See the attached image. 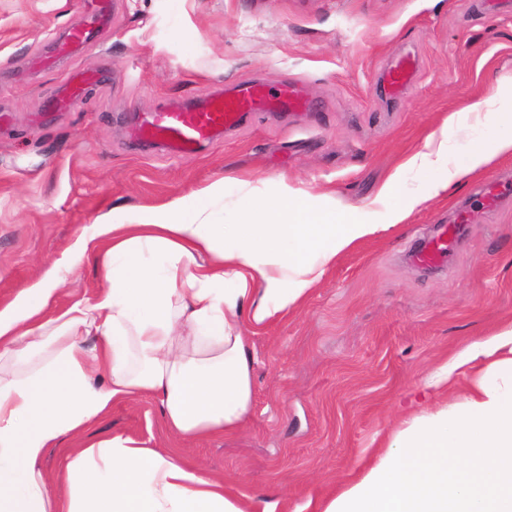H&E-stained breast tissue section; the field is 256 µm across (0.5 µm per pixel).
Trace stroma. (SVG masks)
Wrapping results in <instances>:
<instances>
[{
    "mask_svg": "<svg viewBox=\"0 0 512 512\" xmlns=\"http://www.w3.org/2000/svg\"><path fill=\"white\" fill-rule=\"evenodd\" d=\"M107 2L94 21L83 0H0V306L51 268L55 308L93 297L98 261L70 257L97 217L126 223L219 179L223 224L238 223L247 191L275 195L280 176L380 220V187L428 137L447 132L453 166L496 132L473 114L445 128L449 113L497 83L512 99V0ZM76 27L88 46L59 56ZM407 51L418 69L387 102L383 72ZM89 65L98 81L59 109L69 75ZM250 81L300 83L314 109L254 113L193 156L131 137L138 113ZM440 176L404 172L387 204L420 198L405 223L340 257L302 307L250 331L253 404L236 436L181 440L159 400L143 397L113 404L86 440L147 441L223 482L244 510L251 495L279 500L280 512L327 503L406 421L457 402L459 388L425 378L512 319V158L430 196ZM457 219L446 266L410 261Z\"/></svg>",
    "mask_w": 512,
    "mask_h": 512,
    "instance_id": "35a3bbf8",
    "label": "stroma"
}]
</instances>
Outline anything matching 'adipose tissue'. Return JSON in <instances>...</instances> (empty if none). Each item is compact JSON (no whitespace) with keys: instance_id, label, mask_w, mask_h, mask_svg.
I'll return each instance as SVG.
<instances>
[{"instance_id":"obj_1","label":"adipose tissue","mask_w":512,"mask_h":512,"mask_svg":"<svg viewBox=\"0 0 512 512\" xmlns=\"http://www.w3.org/2000/svg\"><path fill=\"white\" fill-rule=\"evenodd\" d=\"M478 109L498 126L493 139L449 169L447 140L428 138L389 174L378 201L405 171L446 169L430 185L437 196L512 156V113L499 88ZM223 193L218 180L128 224L98 219L93 237L74 246L99 254L103 286L94 297L50 312L56 282L48 276L0 308V363L47 357L24 376L0 375V512H240L201 468L121 434L84 444L56 474L41 467L62 437L143 396L160 401L177 437L237 434L252 406L248 329L300 306L338 257L419 204L405 198L376 224L282 179L273 198L245 195L240 223L220 224L212 201ZM487 357L494 382L408 421L321 512H512V321L470 342L453 366ZM98 371L106 382H94Z\"/></svg>"}]
</instances>
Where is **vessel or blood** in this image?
<instances>
[{
    "instance_id": "vessel-or-blood-1",
    "label": "vessel or blood",
    "mask_w": 512,
    "mask_h": 512,
    "mask_svg": "<svg viewBox=\"0 0 512 512\" xmlns=\"http://www.w3.org/2000/svg\"><path fill=\"white\" fill-rule=\"evenodd\" d=\"M413 72L414 63L410 55L397 58L383 74L385 94L392 98L399 96L410 85ZM308 107V100L296 86L269 90L258 83L239 84L226 93L193 106L145 113L140 121L139 135L145 142L163 145L168 153L188 156L237 126L250 113H294ZM447 250V238L438 236L424 241L413 258L417 263L430 267Z\"/></svg>"
}]
</instances>
